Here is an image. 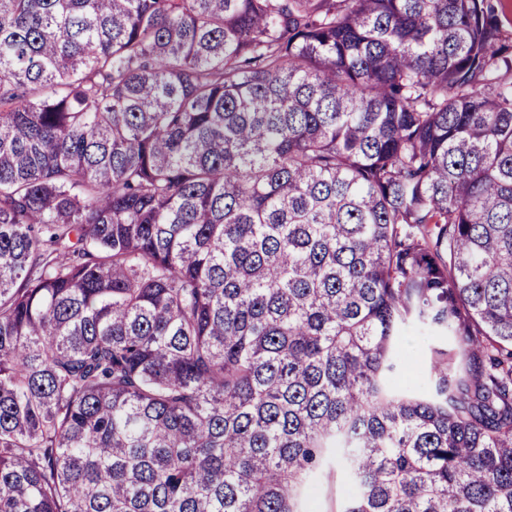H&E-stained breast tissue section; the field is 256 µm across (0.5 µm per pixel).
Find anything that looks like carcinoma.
I'll return each instance as SVG.
<instances>
[{
	"label": "carcinoma",
	"instance_id": "cac0c4a2",
	"mask_svg": "<svg viewBox=\"0 0 512 512\" xmlns=\"http://www.w3.org/2000/svg\"><path fill=\"white\" fill-rule=\"evenodd\" d=\"M498 2L0 0V512H512ZM348 482V475L343 467L341 457L335 452L310 482L311 494L307 499L302 497V510H313L305 512H336L342 505Z\"/></svg>",
	"mask_w": 512,
	"mask_h": 512
}]
</instances>
